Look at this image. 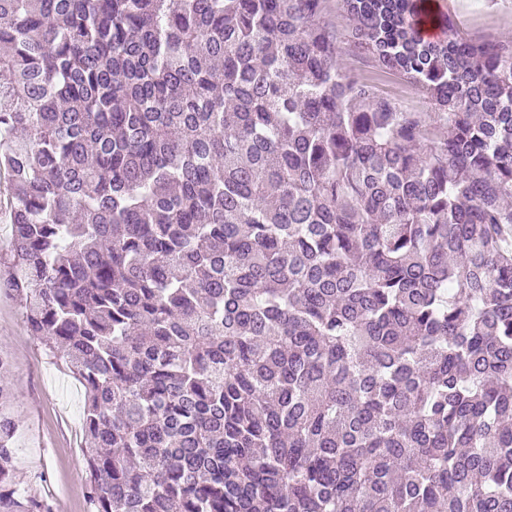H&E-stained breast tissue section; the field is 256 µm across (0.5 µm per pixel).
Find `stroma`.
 <instances>
[{
    "mask_svg": "<svg viewBox=\"0 0 512 512\" xmlns=\"http://www.w3.org/2000/svg\"><path fill=\"white\" fill-rule=\"evenodd\" d=\"M459 33L476 42H512V0H437ZM323 18L338 37L351 74L374 81L412 112L432 111L415 84L380 69L351 35L342 0H325ZM0 355L13 361L10 406L20 422L15 475L21 487L47 500L52 512H91L82 457L85 391L66 365L27 332L21 309L0 287Z\"/></svg>",
    "mask_w": 512,
    "mask_h": 512,
    "instance_id": "obj_1",
    "label": "stroma"
}]
</instances>
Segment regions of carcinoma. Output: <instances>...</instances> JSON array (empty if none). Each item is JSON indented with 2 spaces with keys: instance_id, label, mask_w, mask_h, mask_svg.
Wrapping results in <instances>:
<instances>
[{
  "instance_id": "obj_1",
  "label": "carcinoma",
  "mask_w": 512,
  "mask_h": 512,
  "mask_svg": "<svg viewBox=\"0 0 512 512\" xmlns=\"http://www.w3.org/2000/svg\"><path fill=\"white\" fill-rule=\"evenodd\" d=\"M324 2L0 0V279L92 512H512V43L344 0L411 112ZM323 18L336 30L341 58L353 76L374 81L384 94L409 111H434L429 98L417 85L380 69L360 42L351 36L352 22L342 0H326Z\"/></svg>"
}]
</instances>
